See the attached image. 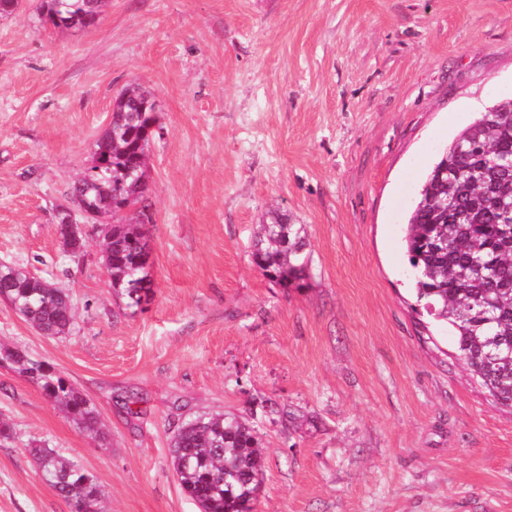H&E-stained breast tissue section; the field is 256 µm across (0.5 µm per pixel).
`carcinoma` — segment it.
Returning <instances> with one entry per match:
<instances>
[{
    "label": "carcinoma",
    "mask_w": 512,
    "mask_h": 512,
    "mask_svg": "<svg viewBox=\"0 0 512 512\" xmlns=\"http://www.w3.org/2000/svg\"><path fill=\"white\" fill-rule=\"evenodd\" d=\"M103 0H45L46 22L102 14ZM151 112L142 91L114 104L112 121L96 141L93 171L70 186L105 213L112 200L134 191L146 172ZM403 245L414 269L418 305L453 336L456 359L499 404L512 407V100L492 106L453 139L425 174L410 210ZM305 231L281 216L261 225L252 261L271 283L303 287ZM112 289L140 307L151 291L147 240L139 224H114L103 244ZM0 298L46 336L65 334L74 313L67 296L25 268L0 265ZM0 365H16L83 429L99 426L96 406L52 365L0 345ZM172 462L182 491L200 512H253L264 459L244 422L200 416L175 432ZM44 485L71 512L98 507V485L49 448L30 449Z\"/></svg>",
    "instance_id": "carcinoma-1"
}]
</instances>
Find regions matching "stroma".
<instances>
[{"instance_id": "35a3bbf8", "label": "stroma", "mask_w": 512, "mask_h": 512, "mask_svg": "<svg viewBox=\"0 0 512 512\" xmlns=\"http://www.w3.org/2000/svg\"><path fill=\"white\" fill-rule=\"evenodd\" d=\"M43 0L0 19V264L69 298L47 337L0 300V342L96 405L83 432L0 367V512H71L29 453L93 477L102 512H199L171 438L223 413L265 457L257 512H512V412L410 294L408 210L443 148L512 98V0H106L57 31ZM151 93L153 287L130 310L102 226L65 250L57 210L118 93ZM305 228L303 288L252 262L275 214Z\"/></svg>"}]
</instances>
